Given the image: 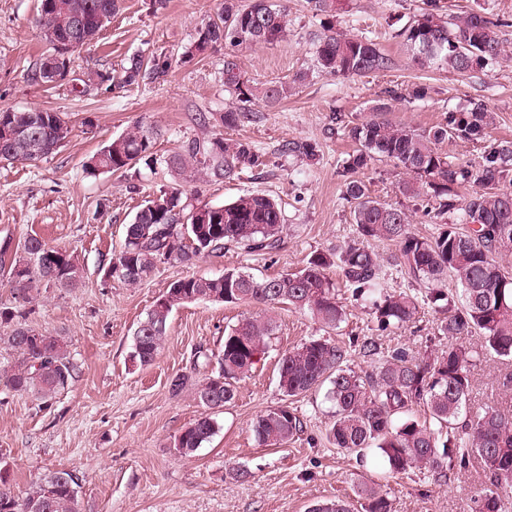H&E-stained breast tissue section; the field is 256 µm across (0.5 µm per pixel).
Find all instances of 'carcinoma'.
I'll use <instances>...</instances> for the list:
<instances>
[{"label":"carcinoma","instance_id":"1","mask_svg":"<svg viewBox=\"0 0 512 512\" xmlns=\"http://www.w3.org/2000/svg\"><path fill=\"white\" fill-rule=\"evenodd\" d=\"M48 20L38 18L40 28L54 27L58 38L68 37L73 16L87 19L91 38L105 28L98 19L111 22L120 0H51ZM342 0H308L311 9L336 17ZM435 2L414 16L402 31L411 59L420 67L467 72L497 61L503 52L495 35L496 22L479 12L456 17L449 23L439 16ZM288 26V0H220L215 16L201 24L187 53L203 54L224 45V88L236 94L240 106L213 120L225 128L248 118L251 104H273L288 97L293 85L305 80L301 73L290 82L258 87L245 79L238 51L278 42ZM61 53L48 47L32 71L38 83L57 86L47 66ZM316 69L325 76L361 77L388 68L389 58L367 37L336 32L326 26L315 51ZM171 63L166 57L149 61L136 55L124 70V81L160 77ZM391 105L372 109L369 118L348 129L357 148L342 163L344 196L353 205V236L336 252L312 255L295 272L257 279L236 269L214 277H185L170 284L166 303L154 305L134 333V364L147 366L160 353L168 336L173 309L198 300L226 305H261L266 315L247 316L224 334V346L214 356L216 370L190 382L186 374L170 381L173 393L191 388L205 412L174 438L179 453L190 455L217 431L210 411L224 407L237 393V383L252 371L266 353L276 321L269 312L288 305L305 311L323 327L337 329L346 311L338 301L337 285L326 273L331 264L340 269L345 287L357 297H372L373 314L383 328H400L413 321L420 304L444 311L438 333L450 340L448 348L416 358L403 349L378 356L371 369L359 373L349 365L352 353L377 356L373 341L337 343L327 337L311 338L285 351L279 359L278 385L283 396L295 398L329 382L327 399L333 415L326 433L328 443L340 453L363 456L375 448L393 474L418 469L440 478L473 466L489 479V486L471 499L468 512H509L512 509V411L491 406L467 411L473 392L472 369L480 356L495 354L512 360V271L494 255L512 254V142L499 141L482 155L478 167L453 164L438 145L455 139L478 140L494 124L495 117L480 101L464 111L450 112L444 122L424 129L386 117ZM0 124L20 127L30 141L20 143L0 137V163L40 161L66 142L71 127L57 112L46 109L0 108ZM155 131L138 123L134 129L105 143L86 162L87 169L124 173L139 162L154 161ZM389 160L412 178L400 191L434 199L424 215L434 218L453 214L455 224H444L430 238L409 230L410 215L403 209L373 198L359 174L375 162ZM192 182L203 175L212 180L230 179L243 165H263L262 155L248 142L214 137L194 139L164 159ZM473 186L468 195L460 193ZM281 204L263 192H248L225 205H195L178 187L161 189L145 201L126 225L118 254L103 260L104 276L124 285H136L150 276L159 263L185 266L203 258H220L234 247L249 254L271 253L281 242L285 228ZM372 241L396 245L394 262L410 283L423 288L418 297L407 291L388 293L383 287L382 265L370 248ZM0 275L12 289L18 306L0 307V345L10 350L13 362L3 370L6 385L47 404L68 390L78 366L62 336L33 327L26 305L51 288H74L81 279L76 256L52 246L37 235L20 240L14 250L0 247ZM458 285L446 289L448 278ZM475 336L479 346L451 343L459 336ZM422 408V420L414 410ZM251 430L259 445L281 447L303 431L296 409L284 403L256 416ZM48 473L24 497L16 495L0 474V512H78L80 484ZM357 495L365 500L364 512H392L387 494L375 484L362 483ZM307 512H352L343 500L318 501Z\"/></svg>","mask_w":512,"mask_h":512}]
</instances>
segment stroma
<instances>
[{
	"instance_id": "1",
	"label": "stroma",
	"mask_w": 512,
	"mask_h": 512,
	"mask_svg": "<svg viewBox=\"0 0 512 512\" xmlns=\"http://www.w3.org/2000/svg\"><path fill=\"white\" fill-rule=\"evenodd\" d=\"M219 0H167L154 10L151 0H121L120 9L96 43L81 51L75 78L89 71L106 82L82 93L72 84L49 88L33 83L29 71L46 43L35 24L38 0H0V107L42 108L61 113L72 133L65 144L42 161L0 163V242L35 234L54 246L75 251L84 270L78 287L52 289L34 304L33 324L65 337L79 366L71 388L51 405L12 391L0 381V467L18 494L31 491L51 471L67 470L81 480L79 512H305L317 501L343 498L354 502L356 486L372 480L387 492L393 512H465L474 492L487 483L468 469L449 481L426 472L395 476L376 454L364 460L337 453L326 440L332 405L323 391L294 398L304 431L290 443L258 445L251 421L281 405L278 362L284 351L323 334L312 316L277 310L271 346L250 377L237 385L235 399L216 410L217 433L190 456H182L173 440L202 412L192 391L173 394L178 374L201 378L212 371L206 356L224 344L225 328L250 314L247 306L208 300L173 311L168 339L156 359L136 367L130 361L133 334L169 285L188 276L213 277L238 269L258 278L292 273L316 252L333 253L353 232L352 208L344 197L342 162L354 149L348 127L360 123L388 91L409 94L428 85L426 100L396 104L392 121L416 128L443 122L448 113L483 102L496 121L483 140H456L440 145L450 161L478 165L487 145L512 140V59L463 73L418 67L399 32L423 12L426 0H344L333 20L335 29L373 40L391 60L380 73L354 78L318 74L315 45L323 34V16L306 0H288L287 37L276 44L244 49L238 62L246 77L264 85L306 73L287 99L251 106V119L219 130L200 125L198 113L236 109L225 92L224 49L186 56L195 30L212 16ZM448 20L479 12L499 22L495 32L512 51V0H438ZM142 54L169 58L171 67L159 79L123 81L130 58ZM155 126L158 155L179 151L189 140L215 134L244 139L262 153L257 168L239 169L234 177L186 185L194 202L221 205L248 191H261L282 201L285 231L279 249L264 255L237 248L223 257L205 258L192 266L158 264L152 275L129 287L99 271L102 260L120 250L126 224L153 193L182 182L166 165L138 164L126 173L93 174L85 161L106 141L127 132L136 122ZM317 143L319 155L309 160L285 151L290 142ZM371 195L403 206L410 229L421 237L437 233L440 223L424 217V202L399 190L406 173L388 161L375 162L361 175ZM183 183V182H182ZM347 312L332 338L374 339L383 351L405 348L420 357L444 349L439 316L421 308L414 322L400 330H382L368 302L339 291ZM471 408L512 405L503 384L512 365L486 357L472 370ZM244 468L249 478L236 476Z\"/></svg>"
}]
</instances>
